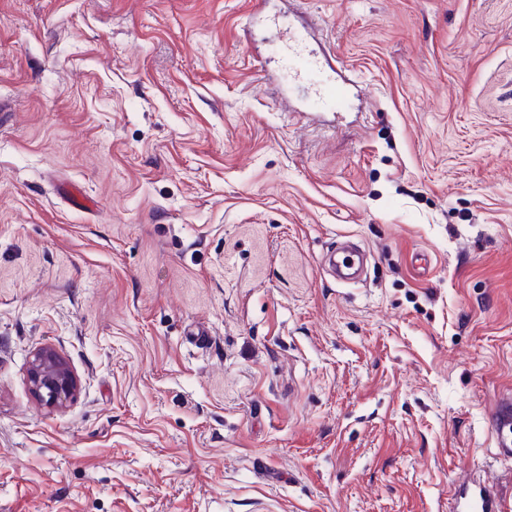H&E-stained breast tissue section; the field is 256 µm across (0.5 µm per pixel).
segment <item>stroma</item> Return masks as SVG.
Segmentation results:
<instances>
[{
  "instance_id": "stroma-1",
  "label": "stroma",
  "mask_w": 512,
  "mask_h": 512,
  "mask_svg": "<svg viewBox=\"0 0 512 512\" xmlns=\"http://www.w3.org/2000/svg\"><path fill=\"white\" fill-rule=\"evenodd\" d=\"M294 5L362 102L304 113L250 0H0V512L512 502V0ZM28 381L36 397L52 410L62 408L78 388L70 366L51 346H43L33 352ZM491 423L498 435L495 455L510 460L512 458V441L504 436L506 429L510 433L512 429V402L509 397L502 398L492 411ZM451 512H504L505 504L493 479L466 477L453 492Z\"/></svg>"
}]
</instances>
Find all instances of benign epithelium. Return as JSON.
I'll list each match as a JSON object with an SVG mask.
<instances>
[{
	"instance_id": "obj_1",
	"label": "benign epithelium",
	"mask_w": 512,
	"mask_h": 512,
	"mask_svg": "<svg viewBox=\"0 0 512 512\" xmlns=\"http://www.w3.org/2000/svg\"><path fill=\"white\" fill-rule=\"evenodd\" d=\"M28 381L36 397L52 410L62 408L78 388L70 366L51 346H43L33 352Z\"/></svg>"
}]
</instances>
